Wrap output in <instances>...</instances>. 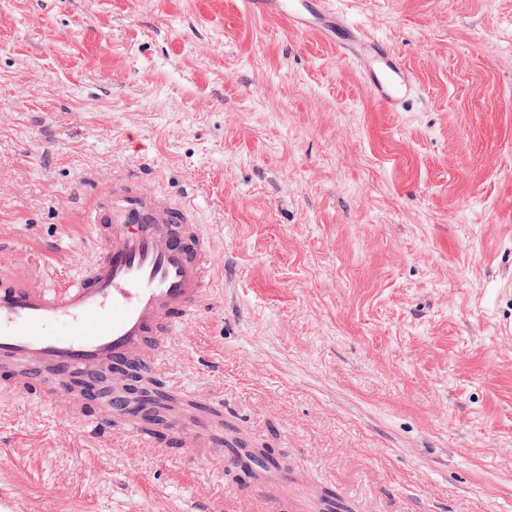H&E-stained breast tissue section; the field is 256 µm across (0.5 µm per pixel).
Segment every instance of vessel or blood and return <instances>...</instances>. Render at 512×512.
Instances as JSON below:
<instances>
[{
	"mask_svg": "<svg viewBox=\"0 0 512 512\" xmlns=\"http://www.w3.org/2000/svg\"><path fill=\"white\" fill-rule=\"evenodd\" d=\"M242 10L335 42L360 68L371 99L388 111H402L418 91L401 54L353 25L331 0H243ZM88 221L100 246L76 281L44 288L0 278V365L20 370L10 389L36 381L62 397L75 372L92 377L109 368L152 367L208 300L214 245L195 224L188 199L166 200L127 180L111 203L92 208ZM51 321L60 332H45ZM97 428L141 444L153 439L117 401Z\"/></svg>",
	"mask_w": 512,
	"mask_h": 512,
	"instance_id": "b4317fda",
	"label": "vessel or blood"
}]
</instances>
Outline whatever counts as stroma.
Listing matches in <instances>:
<instances>
[{"instance_id":"stroma-1","label":"stroma","mask_w":512,"mask_h":512,"mask_svg":"<svg viewBox=\"0 0 512 512\" xmlns=\"http://www.w3.org/2000/svg\"><path fill=\"white\" fill-rule=\"evenodd\" d=\"M338 7L422 100L384 110L240 0H0V274L78 278L133 171L215 245L212 304L151 373L221 426L140 447L0 390L23 512H278L228 427L287 462L292 512H512V0Z\"/></svg>"}]
</instances>
